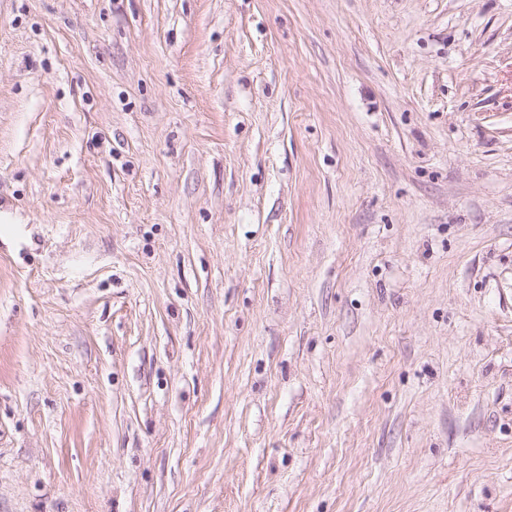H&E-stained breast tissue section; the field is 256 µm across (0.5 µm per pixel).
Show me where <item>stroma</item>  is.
<instances>
[{"label": "stroma", "instance_id": "obj_1", "mask_svg": "<svg viewBox=\"0 0 512 512\" xmlns=\"http://www.w3.org/2000/svg\"><path fill=\"white\" fill-rule=\"evenodd\" d=\"M0 512H512V0H0Z\"/></svg>", "mask_w": 512, "mask_h": 512}]
</instances>
